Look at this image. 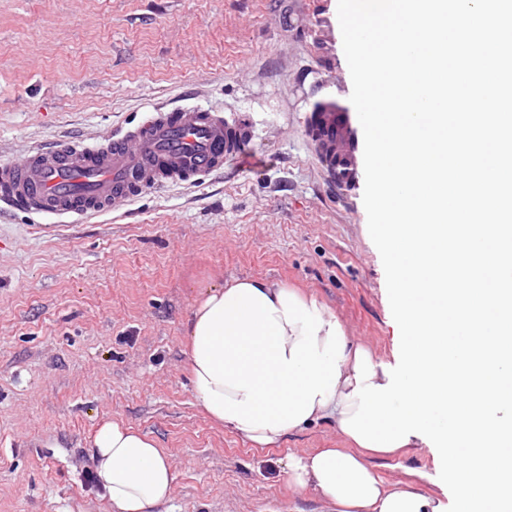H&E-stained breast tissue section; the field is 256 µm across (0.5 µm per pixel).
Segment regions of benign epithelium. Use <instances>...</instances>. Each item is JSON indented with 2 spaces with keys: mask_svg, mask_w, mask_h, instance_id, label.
<instances>
[{
  "mask_svg": "<svg viewBox=\"0 0 512 512\" xmlns=\"http://www.w3.org/2000/svg\"><path fill=\"white\" fill-rule=\"evenodd\" d=\"M308 132L317 155L336 183H352L358 162L356 134L348 109L331 101L316 102L311 109Z\"/></svg>",
  "mask_w": 512,
  "mask_h": 512,
  "instance_id": "obj_1",
  "label": "benign epithelium"
}]
</instances>
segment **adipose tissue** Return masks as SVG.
Masks as SVG:
<instances>
[{
    "instance_id": "adipose-tissue-1",
    "label": "adipose tissue",
    "mask_w": 512,
    "mask_h": 512,
    "mask_svg": "<svg viewBox=\"0 0 512 512\" xmlns=\"http://www.w3.org/2000/svg\"><path fill=\"white\" fill-rule=\"evenodd\" d=\"M191 392L215 423L256 446L278 443L320 419L351 417L359 401L355 352L336 314L316 297L261 278L207 287L186 329ZM94 472L110 512H162L175 474L155 440L118 421L97 429ZM368 448L288 457V481L336 512H433L410 486L383 487Z\"/></svg>"
}]
</instances>
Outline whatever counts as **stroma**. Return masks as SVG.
Returning <instances> with one entry per match:
<instances>
[{
    "instance_id": "35a3bbf8",
    "label": "stroma",
    "mask_w": 512,
    "mask_h": 512,
    "mask_svg": "<svg viewBox=\"0 0 512 512\" xmlns=\"http://www.w3.org/2000/svg\"><path fill=\"white\" fill-rule=\"evenodd\" d=\"M337 0H0V164L69 136L130 129L145 104L245 119L224 173L146 189L86 222L0 211V512H108L88 444L117 420L163 448L167 512H331L288 483V457L345 447L323 419L258 448L190 392L195 300L234 278L318 296L390 357L398 340L364 175L333 181L306 133L348 104ZM384 482L438 490L428 449L371 456Z\"/></svg>"
}]
</instances>
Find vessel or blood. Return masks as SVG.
I'll return each instance as SVG.
<instances>
[{
	"label": "vessel or blood",
	"mask_w": 512,
	"mask_h": 512,
	"mask_svg": "<svg viewBox=\"0 0 512 512\" xmlns=\"http://www.w3.org/2000/svg\"><path fill=\"white\" fill-rule=\"evenodd\" d=\"M134 130L105 142L73 140L31 151L0 165V204L32 214L86 220L136 199L147 188L197 184L223 172L251 135L229 126L221 111L202 106L148 104Z\"/></svg>",
	"instance_id": "obj_1"
}]
</instances>
